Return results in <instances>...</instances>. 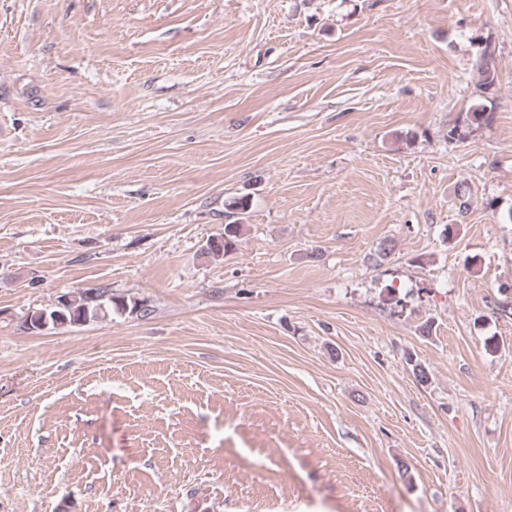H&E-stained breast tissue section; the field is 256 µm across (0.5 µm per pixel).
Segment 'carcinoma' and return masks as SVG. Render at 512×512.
<instances>
[{
	"label": "carcinoma",
	"instance_id": "carcinoma-1",
	"mask_svg": "<svg viewBox=\"0 0 512 512\" xmlns=\"http://www.w3.org/2000/svg\"><path fill=\"white\" fill-rule=\"evenodd\" d=\"M475 67L482 76L478 89L481 96L485 97L496 85V68L492 54L487 51L482 52L476 59ZM488 120L489 113L486 112V109L480 108L469 114L463 124L452 126L448 130V137L460 138L464 128L474 124L479 125ZM240 232L241 225L239 224L224 225V233L208 240L203 248V253L212 258L224 256L235 247ZM112 310L145 317L148 315L149 308L138 301L130 302L125 297L116 296L108 290L95 289L83 292L74 298L69 297L60 305L55 303L51 307L43 309V312L47 314L49 325H54V321L58 320L61 322V327L74 328L93 322Z\"/></svg>",
	"mask_w": 512,
	"mask_h": 512
}]
</instances>
